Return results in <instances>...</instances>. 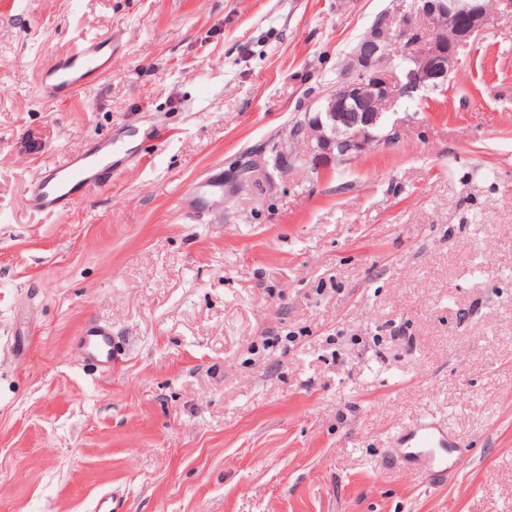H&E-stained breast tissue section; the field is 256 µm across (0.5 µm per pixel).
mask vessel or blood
I'll return each mask as SVG.
<instances>
[{"mask_svg": "<svg viewBox=\"0 0 512 512\" xmlns=\"http://www.w3.org/2000/svg\"><path fill=\"white\" fill-rule=\"evenodd\" d=\"M115 47L112 41L83 39L75 47L57 56L39 81L42 95L50 100L73 98L83 87L107 73ZM122 149L112 140L95 142L87 151L69 155L47 166L34 180L28 201L37 212L54 215L69 211L87 191L103 185L118 172ZM84 357L103 369L112 367L111 332L101 325L84 326L76 338ZM398 441L402 458L412 463L428 483H445L463 460L454 453L447 432L431 423H420L401 430ZM93 512H129L124 492L111 490L101 494Z\"/></svg>", "mask_w": 512, "mask_h": 512, "instance_id": "b4317fda", "label": "vessel or blood"}]
</instances>
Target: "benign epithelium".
<instances>
[{
    "instance_id": "benign-epithelium-1",
    "label": "benign epithelium",
    "mask_w": 512,
    "mask_h": 512,
    "mask_svg": "<svg viewBox=\"0 0 512 512\" xmlns=\"http://www.w3.org/2000/svg\"><path fill=\"white\" fill-rule=\"evenodd\" d=\"M489 16L488 6L474 0H400L348 56L353 79L336 84L314 111L298 118L286 139L266 146L262 159L237 164L235 186H247L257 171L265 173L269 166L286 172L323 152L335 154L342 164L360 156L379 138L371 128L397 94L411 97L448 83L458 65V47L487 25ZM394 48L407 50L411 65L386 71ZM396 137L393 127L379 139L390 142Z\"/></svg>"
}]
</instances>
